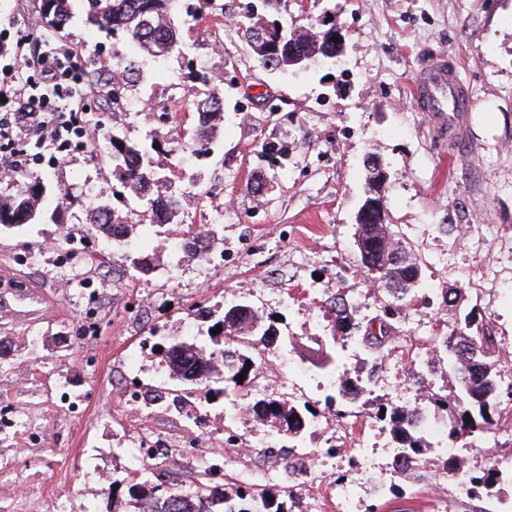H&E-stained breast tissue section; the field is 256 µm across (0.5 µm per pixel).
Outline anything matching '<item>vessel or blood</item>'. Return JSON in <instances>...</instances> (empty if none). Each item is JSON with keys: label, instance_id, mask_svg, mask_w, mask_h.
I'll list each match as a JSON object with an SVG mask.
<instances>
[{"label": "vessel or blood", "instance_id": "vessel-or-blood-1", "mask_svg": "<svg viewBox=\"0 0 512 512\" xmlns=\"http://www.w3.org/2000/svg\"><path fill=\"white\" fill-rule=\"evenodd\" d=\"M411 96L418 110L427 113L439 129L447 131L452 141H462L463 122L473 102L452 61L440 56L423 65L414 76Z\"/></svg>", "mask_w": 512, "mask_h": 512}]
</instances>
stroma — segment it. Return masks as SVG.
<instances>
[{"instance_id":"stroma-1","label":"stroma","mask_w":512,"mask_h":512,"mask_svg":"<svg viewBox=\"0 0 512 512\" xmlns=\"http://www.w3.org/2000/svg\"><path fill=\"white\" fill-rule=\"evenodd\" d=\"M247 0H223L224 17L180 25L182 53L153 65L146 82L129 88L122 107L91 92L84 103L96 126L87 130L96 145L110 137L144 139L157 125L153 105L168 83L183 87L175 105L178 128L159 138L153 157L180 200L172 223L150 225L141 204L124 195L93 148L74 141L58 165H27L51 196L40 223L0 229V281L23 280L37 289L41 304L20 318L0 317V422L18 421L0 440V512H74L83 485L99 481L93 512H135L133 488L147 483L167 490L218 485L241 478L234 461L207 474L181 457L164 459L150 477L133 473L123 443L136 427L163 441L196 439L214 454L224 451L225 427H232L255 451L282 447L277 429L239 417L226 420L223 372L195 388L201 401L197 421L179 420L145 406L124 404L116 392L122 369L142 339L157 325L171 336H197L223 316L224 296L246 301L280 335L300 346L324 337L330 318L326 292L341 293L360 315L375 316L389 295L360 267L354 233L356 215L368 195L367 160L379 158L390 178L384 192L387 221L422 263V282L413 301L400 303L392 321L395 350L377 373L372 403L328 407L329 376L272 347L255 370L265 393H274L281 365L300 403L329 414L328 427L306 435L303 446L333 447L338 477L353 479L350 459L359 443L373 448V471L383 475L394 454L387 424L376 418L380 403L414 405L419 375L435 387L449 382L446 359L420 346L435 331L463 328L466 315L486 324L501 353L512 361V0H278L271 17L289 29H318L331 16L346 41L335 66L283 76L266 71L244 38ZM65 31L47 34L37 0H0V79L17 53L16 42L51 36L69 51L79 70L95 67L111 75L114 53L133 58L130 42L84 25L83 5ZM443 53L474 102L468 114V150L456 152L412 103L411 81L421 61ZM210 70L211 92L224 99V121L213 138L193 137L195 102L202 87L187 79L189 67ZM184 142L172 151L173 141ZM281 151L278 164L261 158L264 144ZM265 179L269 189L253 194ZM68 190L69 205L57 211L55 198ZM108 201L126 215L133 231L114 256L111 240L84 225L88 249L99 256L98 278L108 293L102 313L87 319L68 295L61 275L50 268L66 247L73 216L90 198ZM216 223L212 244L224 254L220 265L176 259L171 240L200 225ZM147 263L141 274L130 260ZM456 288L455 307L444 306L445 289ZM144 300L148 315L132 322L129 299ZM412 349L416 365L402 357ZM80 398L78 412L61 403L58 385ZM499 430L456 455L470 469L512 467V401L502 405ZM365 504L380 512H512V483L473 498L456 484L426 475L403 490L377 495L366 488Z\"/></svg>"}]
</instances>
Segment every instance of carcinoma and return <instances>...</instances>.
Returning <instances> with one entry per match:
<instances>
[{"label": "carcinoma", "mask_w": 512, "mask_h": 512, "mask_svg": "<svg viewBox=\"0 0 512 512\" xmlns=\"http://www.w3.org/2000/svg\"><path fill=\"white\" fill-rule=\"evenodd\" d=\"M74 0H40L39 13L48 29H64L73 20ZM86 23L104 30L112 36L119 34L135 44L145 55L154 59L164 57L181 45L179 26L175 23L174 11L183 0H82ZM245 18L247 40L262 68L281 74H299L319 63L336 62V22L311 34L288 32L278 20L255 21V4H246ZM304 57L298 66L288 65L289 45ZM224 101L216 96H207L196 106L198 129L196 136L206 140L214 133L216 125L211 120L223 115ZM159 149L156 140L150 144L129 143L116 138L109 139L104 161L112 168L127 193L140 201L144 213L154 224H169L179 210L177 197L167 192L168 179L155 165L151 152ZM47 191L46 185L26 172L19 170L10 183V190L0 193V227L35 224L42 218L41 200ZM89 223L112 239L113 246L125 244L129 222L106 201L89 204ZM355 246L361 267L371 272L387 294L398 300L414 298L421 281L420 260L412 249L401 244L392 225L385 222V210H376L371 219L357 224ZM326 304L332 317L330 335L347 334L355 320L356 307L345 297L336 293L328 296ZM395 315V308L386 306L383 314L369 318L366 324L357 327L356 339L372 359L371 372L381 367L384 359L391 355L388 345L392 341L388 317ZM224 336V348L217 352H206V346L198 338L187 339L188 345L166 349V363L172 380L179 383L203 384L214 371L213 356L231 351L236 356L234 363H224V381L235 387L250 383V372L254 370L255 358L263 355L267 346L277 339V331L264 328L256 311L227 303L224 317L219 321ZM422 344L443 354L452 370L454 391L444 393V388L431 393L430 404L448 414L447 437L453 443L468 442L478 433H486L498 426L502 418L500 411L501 392L512 397V383L503 384L500 348L493 336L469 315L465 318V329L449 333L437 331L422 340ZM312 363L327 374H335V355L318 349L314 351ZM243 381H238L240 374ZM371 382L366 379H338L336 392L328 396V406L337 402L351 403ZM250 410L259 421L271 423L277 429H285L284 436L297 442L309 430L313 413L300 408L287 399L265 395L254 401ZM418 408H408L394 403H381L377 417L389 423L393 440L397 444L396 457L403 461L400 476L421 480V472L430 462L429 455L434 445L424 431L417 426ZM503 481L497 469L484 471L468 481L471 493L476 489H488ZM290 492L285 500L271 506L272 498L267 489L246 485L230 477L221 487L206 484L197 486L191 494H182L171 488L158 495L152 490L137 498V512H290Z\"/></svg>", "instance_id": "carcinoma-1"}]
</instances>
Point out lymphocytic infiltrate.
<instances>
[{
    "mask_svg": "<svg viewBox=\"0 0 512 512\" xmlns=\"http://www.w3.org/2000/svg\"><path fill=\"white\" fill-rule=\"evenodd\" d=\"M40 76L45 91L36 95L28 63L14 70L4 95L16 108L0 116V153L32 135L42 158L56 164L67 150L71 135L85 133L77 117L85 92L77 70L62 67L52 51L40 54Z\"/></svg>",
    "mask_w": 512,
    "mask_h": 512,
    "instance_id": "lymphocytic-infiltrate-1",
    "label": "lymphocytic infiltrate"
}]
</instances>
